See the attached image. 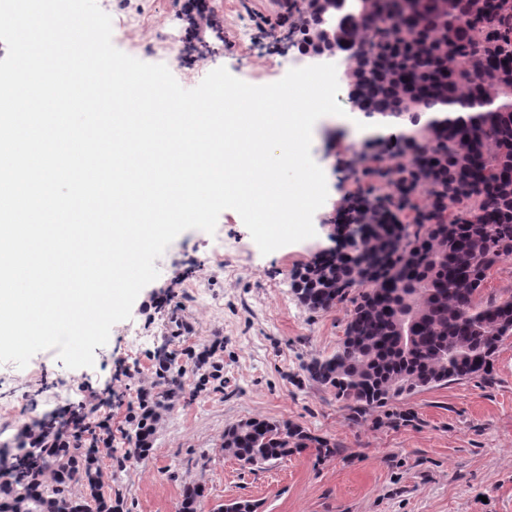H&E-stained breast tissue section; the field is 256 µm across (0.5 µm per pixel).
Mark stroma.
<instances>
[{
    "mask_svg": "<svg viewBox=\"0 0 512 512\" xmlns=\"http://www.w3.org/2000/svg\"><path fill=\"white\" fill-rule=\"evenodd\" d=\"M112 19V43L150 64H168L177 82L195 88L217 67L252 85L282 79L297 46L287 29L266 36L253 25L280 0H222L210 26L192 27L176 0H98ZM179 36L178 62L153 44ZM343 116L313 127L311 155L328 188L315 213L313 238L262 255L240 215L223 211L214 233H180L156 259V280L136 298L131 317L116 323L93 366L70 369L55 350L26 367L0 365V453L18 451L19 429L50 415L84 390L111 394L112 447L101 450L105 495L120 512H180L182 487L204 486L200 512L235 499L261 512H512V336L500 342L492 376L421 390L361 418L332 389L311 382L302 367L335 352L350 303L313 313L292 291L296 271L334 247L336 214L353 189L351 161L364 150ZM170 302L151 306L154 293ZM171 354L182 377L156 371ZM137 367L139 377L125 371ZM180 393L165 404L151 448L123 458L131 409L142 381ZM257 418L288 420L335 443L333 455L309 448L263 466L242 465L220 446L227 427Z\"/></svg>",
    "mask_w": 512,
    "mask_h": 512,
    "instance_id": "35a3bbf8",
    "label": "stroma"
}]
</instances>
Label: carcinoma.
Here are the masks:
<instances>
[{"instance_id":"cac0c4a2","label":"carcinoma","mask_w":512,"mask_h":512,"mask_svg":"<svg viewBox=\"0 0 512 512\" xmlns=\"http://www.w3.org/2000/svg\"><path fill=\"white\" fill-rule=\"evenodd\" d=\"M293 12L303 37L321 19L334 27L353 107L397 128L355 160L388 192L358 185L339 209L341 227L363 224L365 239L295 274L307 310L352 305L341 344L305 372L357 416L488 378L499 343L512 336V291L484 294L491 271L512 260V0H294ZM129 442L128 454L141 456L150 437L138 427ZM306 448L334 453L287 420H242L221 444L259 466ZM97 452L51 449L24 459L27 477L0 490V512H112ZM76 483L85 496L73 493ZM203 496L202 485H185L182 512H197Z\"/></svg>"}]
</instances>
